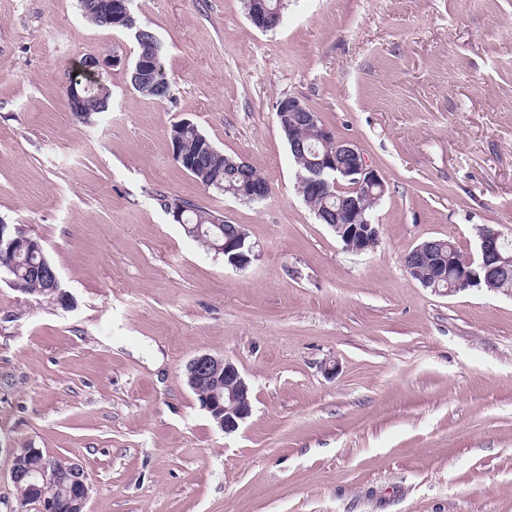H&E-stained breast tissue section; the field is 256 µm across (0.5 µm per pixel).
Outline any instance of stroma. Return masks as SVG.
I'll return each instance as SVG.
<instances>
[{"mask_svg":"<svg viewBox=\"0 0 512 512\" xmlns=\"http://www.w3.org/2000/svg\"><path fill=\"white\" fill-rule=\"evenodd\" d=\"M168 99L130 83L127 33L79 0H0V220L41 239L63 306L0 275V512L15 448L79 462L89 512H512V294L422 287L429 238H512V0H132ZM108 111L71 112L89 55ZM302 99L386 184L372 251L344 249L298 193L278 99ZM192 122L271 186L244 203L172 158ZM189 200L244 227L248 268L188 238ZM231 359L252 414L221 431L187 386ZM335 374H327L328 366ZM248 1L247 3V15H248V18L250 19L251 23L252 21L255 22L257 25H259L260 30L262 31H265V26H264V22L267 18V15H268V7L271 9V10H274L276 11L278 14L279 12L281 13V16L283 18V9H284V5H283V0H268V2L266 0H246ZM267 4H268V7H267ZM110 59L99 56H91L79 65V71L87 75L90 80L85 84L79 79L72 77L66 87V95L69 101L70 109L73 112H82L85 102L84 94L88 92V84L98 83L101 81L102 70L108 67Z\"/></svg>","mask_w":512,"mask_h":512,"instance_id":"stroma-1","label":"stroma"}]
</instances>
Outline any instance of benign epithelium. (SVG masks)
<instances>
[{
	"mask_svg": "<svg viewBox=\"0 0 512 512\" xmlns=\"http://www.w3.org/2000/svg\"><path fill=\"white\" fill-rule=\"evenodd\" d=\"M248 18L265 30L268 15L267 0H248ZM118 56L112 59L91 56L79 65V71L89 77V83L71 78L66 87L70 109L80 112L84 106L88 84L101 81L102 70L111 63H118ZM283 118L288 120V139L298 147L300 139L295 137L298 130L312 132L316 141L325 150L314 154L307 161L308 175L301 177L307 190L323 192L329 188L326 176L337 175L336 189L345 193L336 209L331 227L342 239L355 247L361 254L371 250L378 241V225L365 216L362 191L374 190L377 197L385 193V184L378 171L370 165L360 145L353 141L341 140L321 123L316 112L301 99L288 97V103L281 105ZM246 196L251 200H262L269 196L270 185L256 178H246ZM25 236L19 226H10L0 221V268L12 273L18 261L17 239ZM210 249L227 256L224 263L235 268L248 267L256 257L254 245L246 241V234L235 230L230 235L218 236L209 241ZM406 268L413 277H420V269L432 264L437 278L452 279L448 294L459 293L483 283L494 290L499 279L512 273V251L505 248L502 234L489 226L479 229V244L474 255L464 254L452 248L448 252L434 248L427 241L415 246L408 253ZM31 274L46 287L51 299L64 303L66 293L61 290L59 275L54 266L43 259L32 266ZM186 383L200 394V406L208 412L216 425L226 434L237 431L252 413L248 399L250 387L242 377L237 365L221 355L201 353L190 359L185 366ZM11 478L13 483L28 486L32 500L39 503L41 512H55L57 496L67 501L69 512H88L90 481L83 466L75 461L57 463L42 456L41 449L30 448L27 452L11 455Z\"/></svg>",
	"mask_w": 512,
	"mask_h": 512,
	"instance_id": "obj_1",
	"label": "benign epithelium"
}]
</instances>
